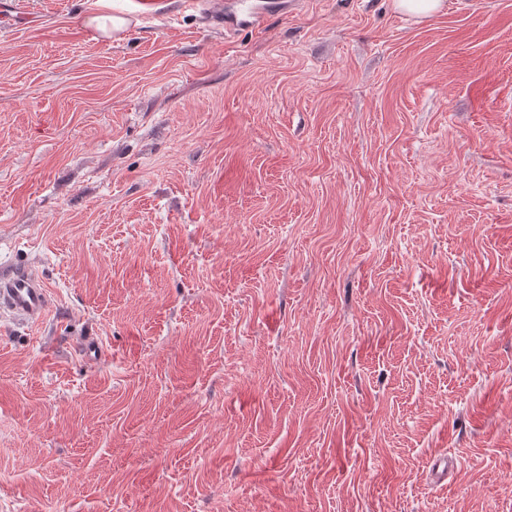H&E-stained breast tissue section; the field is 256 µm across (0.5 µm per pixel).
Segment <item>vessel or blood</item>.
<instances>
[{
  "mask_svg": "<svg viewBox=\"0 0 512 512\" xmlns=\"http://www.w3.org/2000/svg\"><path fill=\"white\" fill-rule=\"evenodd\" d=\"M298 0H226L224 5L225 32H256L267 19L285 16L295 10ZM50 309L47 287L27 268L16 267L0 271V311L17 320L34 324L44 320Z\"/></svg>",
  "mask_w": 512,
  "mask_h": 512,
  "instance_id": "obj_1",
  "label": "vessel or blood"
}]
</instances>
